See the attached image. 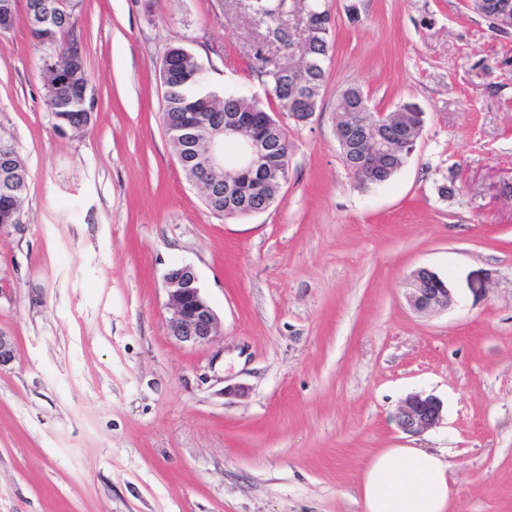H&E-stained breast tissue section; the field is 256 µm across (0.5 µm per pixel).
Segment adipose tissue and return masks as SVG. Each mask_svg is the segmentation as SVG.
Segmentation results:
<instances>
[{"label": "adipose tissue", "mask_w": 512, "mask_h": 512, "mask_svg": "<svg viewBox=\"0 0 512 512\" xmlns=\"http://www.w3.org/2000/svg\"><path fill=\"white\" fill-rule=\"evenodd\" d=\"M442 456L422 448H385L360 481L365 512H450L452 492Z\"/></svg>", "instance_id": "ef3b65f1"}]
</instances>
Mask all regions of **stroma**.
I'll list each match as a JSON object with an SVG mask.
<instances>
[{
    "label": "stroma",
    "instance_id": "35a3bbf8",
    "mask_svg": "<svg viewBox=\"0 0 512 512\" xmlns=\"http://www.w3.org/2000/svg\"><path fill=\"white\" fill-rule=\"evenodd\" d=\"M319 109L287 123L288 181L264 212L211 213L163 126L160 66L187 50L216 93L264 97L245 0H82L94 108L59 129L25 0L0 36V134L29 172L0 230V512H363L385 448L449 461L452 512H512V37L468 0H325ZM417 103L407 164L361 187L336 96ZM194 267L219 327L170 336L163 278ZM447 277L444 310L405 283ZM244 394H237V387ZM444 404L410 435L412 392ZM408 301L418 312L447 309L453 303L448 282L435 271L421 267L409 277ZM443 420V404L424 392L407 395L394 415L398 429L406 434H418L437 427Z\"/></svg>",
    "mask_w": 512,
    "mask_h": 512
}]
</instances>
